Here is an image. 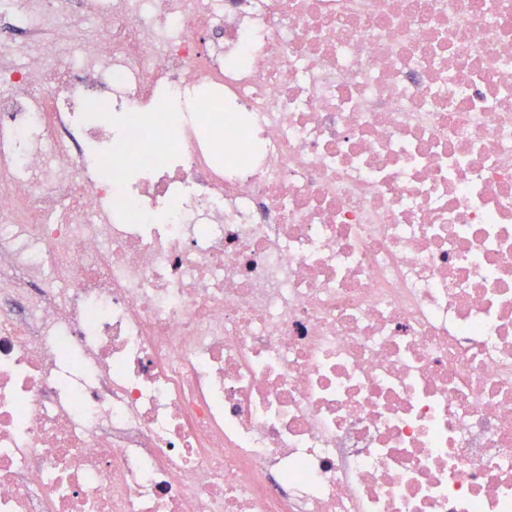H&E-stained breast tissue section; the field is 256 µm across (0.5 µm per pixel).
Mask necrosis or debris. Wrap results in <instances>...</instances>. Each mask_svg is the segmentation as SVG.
Here are the masks:
<instances>
[{"label":"necrosis or debris","mask_w":512,"mask_h":512,"mask_svg":"<svg viewBox=\"0 0 512 512\" xmlns=\"http://www.w3.org/2000/svg\"><path fill=\"white\" fill-rule=\"evenodd\" d=\"M0 7V512H512V0Z\"/></svg>","instance_id":"necrosis-or-debris-1"}]
</instances>
